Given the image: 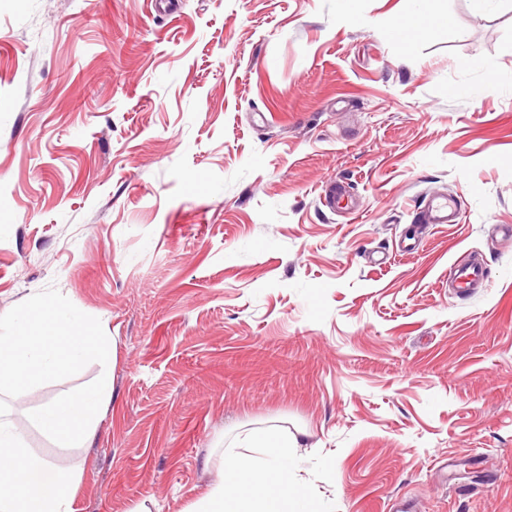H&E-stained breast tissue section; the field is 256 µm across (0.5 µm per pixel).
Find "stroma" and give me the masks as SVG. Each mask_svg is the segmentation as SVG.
<instances>
[{
    "instance_id": "obj_1",
    "label": "stroma",
    "mask_w": 512,
    "mask_h": 512,
    "mask_svg": "<svg viewBox=\"0 0 512 512\" xmlns=\"http://www.w3.org/2000/svg\"><path fill=\"white\" fill-rule=\"evenodd\" d=\"M414 7L0 0V313L53 287L116 342L91 446L27 417L97 363L7 400L75 512H185L265 427L284 512H512V5ZM419 222L422 224H454L459 214V202L445 196H436L425 203Z\"/></svg>"
}]
</instances>
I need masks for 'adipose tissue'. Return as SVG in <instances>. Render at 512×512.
<instances>
[{
	"label": "adipose tissue",
	"instance_id": "adipose-tissue-1",
	"mask_svg": "<svg viewBox=\"0 0 512 512\" xmlns=\"http://www.w3.org/2000/svg\"><path fill=\"white\" fill-rule=\"evenodd\" d=\"M288 442L276 433L246 436L224 458V473L189 512H277L275 498L290 495Z\"/></svg>",
	"mask_w": 512,
	"mask_h": 512
}]
</instances>
